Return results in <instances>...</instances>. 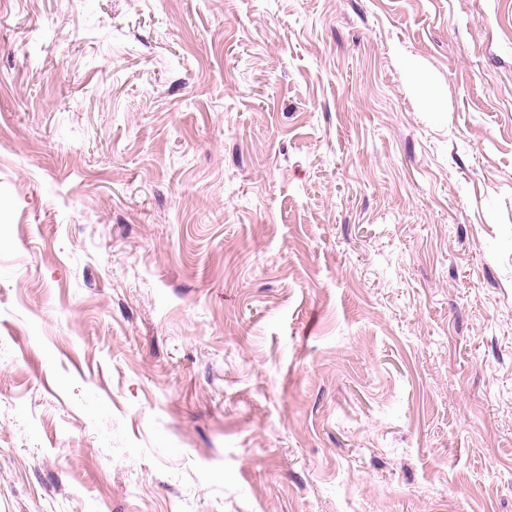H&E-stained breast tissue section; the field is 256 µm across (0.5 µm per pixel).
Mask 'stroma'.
<instances>
[{
    "mask_svg": "<svg viewBox=\"0 0 512 512\" xmlns=\"http://www.w3.org/2000/svg\"><path fill=\"white\" fill-rule=\"evenodd\" d=\"M0 512H512V0H0Z\"/></svg>",
    "mask_w": 512,
    "mask_h": 512,
    "instance_id": "1",
    "label": "stroma"
}]
</instances>
